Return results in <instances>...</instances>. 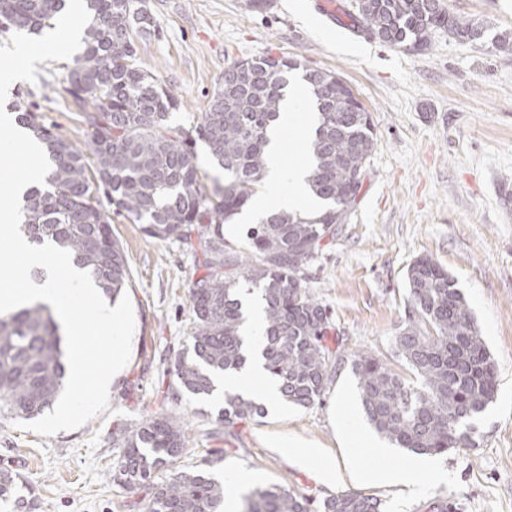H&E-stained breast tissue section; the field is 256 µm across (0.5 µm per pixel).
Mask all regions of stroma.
<instances>
[{"instance_id":"stroma-1","label":"stroma","mask_w":512,"mask_h":512,"mask_svg":"<svg viewBox=\"0 0 512 512\" xmlns=\"http://www.w3.org/2000/svg\"><path fill=\"white\" fill-rule=\"evenodd\" d=\"M153 28L137 40L140 66L180 101L170 117L200 122L224 70L263 55L293 56L336 72L371 116L375 148L358 199L335 236L325 238L305 270V284L326 307L346 359L321 404L267 410L225 427L216 404L174 394L170 362L192 326L188 290L202 275L186 245L144 236L140 224L115 214L112 232L130 269L126 289L135 314L132 352L110 383V404L76 430L41 436L0 420V468L30 489L32 512H141L112 484L119 425L154 414L174 417L188 433L182 464L210 473L240 471L254 485L293 489L311 504L345 491L380 500L382 512H512V54L436 34L429 49L390 47L354 29V0H334L327 17L316 0H144ZM449 11L498 30L512 29V0H443ZM66 62L37 63V79L14 85L9 102H24L46 124L83 147L89 132L65 90ZM438 263L466 298L497 368L495 399L477 423L474 446L434 456L412 492L355 479L356 462L374 470L410 468L416 454L378 439L358 401L349 358H383L406 380L414 375L394 351L406 316L408 266ZM321 449L337 478L297 462L286 442ZM253 485V486H254Z\"/></svg>"}]
</instances>
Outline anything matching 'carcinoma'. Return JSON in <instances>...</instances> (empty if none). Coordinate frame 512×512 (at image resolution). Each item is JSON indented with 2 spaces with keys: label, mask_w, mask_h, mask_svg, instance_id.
Listing matches in <instances>:
<instances>
[{
  "label": "carcinoma",
  "mask_w": 512,
  "mask_h": 512,
  "mask_svg": "<svg viewBox=\"0 0 512 512\" xmlns=\"http://www.w3.org/2000/svg\"><path fill=\"white\" fill-rule=\"evenodd\" d=\"M124 0H85L90 21L68 68L66 91L83 109L90 138L81 150L39 121L29 108L18 124L44 145L50 170L44 183L22 198L23 236L70 252L90 273L102 296L116 303L127 287V257L112 236L111 219L94 194L101 188L112 205L142 224L143 234L191 247L206 273L189 288V344L170 363L175 391L206 397L219 375L239 371L249 338L239 298L241 286L263 302L261 355L285 402L308 408L323 401L340 349L327 344V310L304 285V270L324 238L339 229V216L355 205L360 175L375 140L369 112L335 73L305 67L288 56L278 66L265 56L248 61L212 94L201 121L190 129L168 121L179 101L137 63L135 35L151 19L125 18ZM426 0H356L353 27L409 52L430 47L442 32L460 42L484 43L512 53V31L488 36L484 24ZM65 0H0V33H40L54 28ZM307 85L316 128L306 150L310 195L323 202L314 216L272 212L249 231L250 256L224 241V223L258 192L266 174L268 130L295 76ZM206 143L224 171V184L207 188L193 143ZM408 316L395 336L397 355L411 368V385L370 353L352 359L364 415L397 448L437 455L474 444L470 420L493 402L497 372L475 317L455 282L435 261L418 258L407 269ZM62 333L42 304L0 314V417L31 418L52 405L65 384ZM263 405L224 393L218 422L261 416ZM120 448L112 484L129 495L145 492L143 512H224V483L202 465L177 466L186 432L167 416L153 415L115 431ZM169 471L157 480V472ZM21 476L0 469V502L25 508ZM240 512H308L297 493L277 485L243 498ZM321 512H379L376 498L346 492L325 498Z\"/></svg>",
  "instance_id": "carcinoma-1"
}]
</instances>
